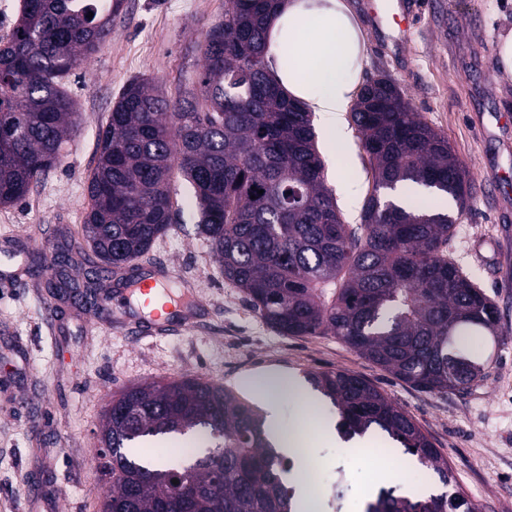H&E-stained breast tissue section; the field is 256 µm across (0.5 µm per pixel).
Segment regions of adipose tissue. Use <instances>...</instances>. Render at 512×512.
Wrapping results in <instances>:
<instances>
[{
	"label": "adipose tissue",
	"mask_w": 512,
	"mask_h": 512,
	"mask_svg": "<svg viewBox=\"0 0 512 512\" xmlns=\"http://www.w3.org/2000/svg\"><path fill=\"white\" fill-rule=\"evenodd\" d=\"M267 61L281 87L306 104L329 139L357 85L361 32L343 0H282L268 23Z\"/></svg>",
	"instance_id": "adipose-tissue-1"
}]
</instances>
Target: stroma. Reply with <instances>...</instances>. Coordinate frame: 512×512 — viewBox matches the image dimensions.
Wrapping results in <instances>:
<instances>
[{"instance_id": "stroma-1", "label": "stroma", "mask_w": 512, "mask_h": 512, "mask_svg": "<svg viewBox=\"0 0 512 512\" xmlns=\"http://www.w3.org/2000/svg\"><path fill=\"white\" fill-rule=\"evenodd\" d=\"M112 34L65 88L80 126L63 162L41 175L26 199L0 206V512H100L109 491L97 467L100 427L113 392L160 379L198 377L245 394L249 376L346 371L365 378L409 412L447 458L477 512H512V282L501 253L512 255V76L499 45L512 34V0H418L419 16L403 42L372 25L366 0H347L364 33L358 80L385 75L400 87L420 119L443 134L475 189L465 212L426 194L413 202L457 214L448 255L497 304L502 341L487 377L466 392L430 393L404 383L331 336L278 333L254 312L196 232L193 193L174 175L170 230L139 264L175 268L185 291L203 309L189 329L132 338L122 324L94 328L78 300L54 296L49 277L33 272L29 255L44 246L80 240L88 204L87 177L100 132L122 87L136 77L156 81L169 99L196 83L200 45L224 18V0H121ZM345 155L318 148L327 184L346 223L360 221L371 175L352 123L344 125ZM325 420V435L307 450L317 483L344 474L345 512H363L380 489L440 492L430 469L378 433L347 444ZM396 465L368 466L364 449Z\"/></svg>"}]
</instances>
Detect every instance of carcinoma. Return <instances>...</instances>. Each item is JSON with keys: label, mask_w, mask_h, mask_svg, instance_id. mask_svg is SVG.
<instances>
[{"label": "carcinoma", "mask_w": 512, "mask_h": 512, "mask_svg": "<svg viewBox=\"0 0 512 512\" xmlns=\"http://www.w3.org/2000/svg\"><path fill=\"white\" fill-rule=\"evenodd\" d=\"M120 0H23L0 46V205L23 200L61 165L79 125L61 80L98 52ZM277 0H225L201 46L198 86L173 102L149 78L128 82L88 175L86 248L116 272L149 253L172 224L170 181L194 190L197 233L224 277L284 336L331 335L397 379L434 393L487 377L500 345L496 303L449 257L456 219L380 190L417 185L465 209L473 184L448 139L411 111L385 75L361 88L351 116L372 191L360 223L342 220L326 185L311 113L268 72L267 21ZM92 18H87V15ZM351 438L381 431L429 466L447 491L413 497L382 489L364 512H475L412 415L368 380L313 374ZM165 435L188 438L171 464L135 452ZM98 467L110 483L102 512H304L287 482L293 463L266 418L237 392L182 377L112 397ZM178 483H172V480ZM344 478L322 493L341 512Z\"/></svg>", "instance_id": "cac0c4a2"}]
</instances>
